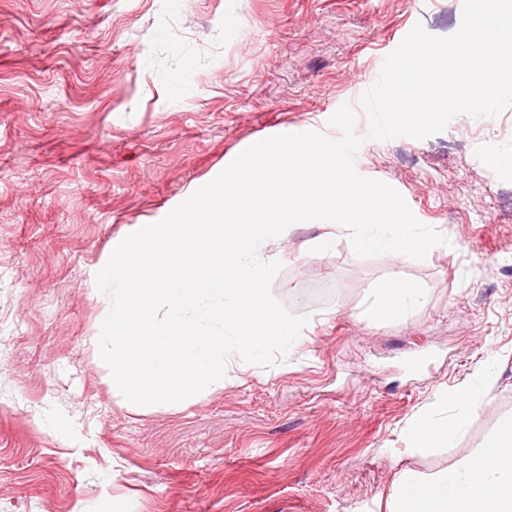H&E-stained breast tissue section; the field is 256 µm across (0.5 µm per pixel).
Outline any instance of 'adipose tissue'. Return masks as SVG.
<instances>
[{
    "label": "adipose tissue",
    "instance_id": "1",
    "mask_svg": "<svg viewBox=\"0 0 512 512\" xmlns=\"http://www.w3.org/2000/svg\"><path fill=\"white\" fill-rule=\"evenodd\" d=\"M371 297L366 315L393 322L405 320L424 302L421 289L397 272L376 281ZM497 368V356L488 355L475 377L440 396L436 410L413 418L403 431L410 453L428 457L455 447L471 412L493 386ZM386 512H512V418L436 473L400 472Z\"/></svg>",
    "mask_w": 512,
    "mask_h": 512
}]
</instances>
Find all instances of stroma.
I'll return each mask as SVG.
<instances>
[{"label": "stroma", "instance_id": "stroma-1", "mask_svg": "<svg viewBox=\"0 0 512 512\" xmlns=\"http://www.w3.org/2000/svg\"><path fill=\"white\" fill-rule=\"evenodd\" d=\"M463 0H0V512H380L403 469L430 474L512 417V108L423 140L368 138L362 93L413 29L447 37ZM363 137L355 168L447 242L362 258L345 233L290 229L272 295L309 315L222 389L132 407L112 388L95 276L110 244L164 218L253 141ZM399 271L425 304L363 317ZM498 355L458 447L402 430Z\"/></svg>", "mask_w": 512, "mask_h": 512}]
</instances>
